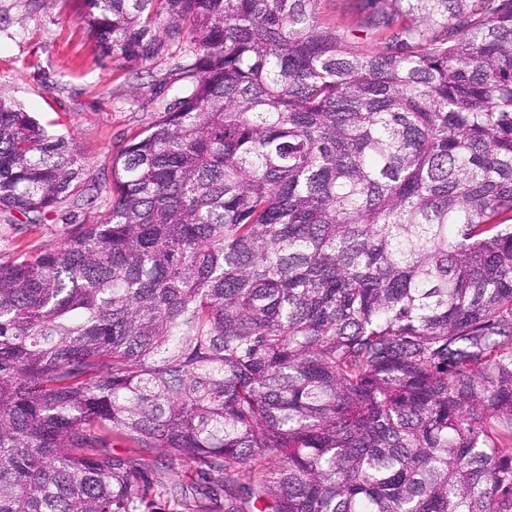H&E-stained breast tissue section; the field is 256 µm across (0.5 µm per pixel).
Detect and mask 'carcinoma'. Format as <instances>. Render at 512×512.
Here are the masks:
<instances>
[{"instance_id": "cac0c4a2", "label": "carcinoma", "mask_w": 512, "mask_h": 512, "mask_svg": "<svg viewBox=\"0 0 512 512\" xmlns=\"http://www.w3.org/2000/svg\"><path fill=\"white\" fill-rule=\"evenodd\" d=\"M321 2L81 0L188 62L107 211L0 262V512H512V0ZM88 176L0 90V213ZM360 0H323L321 18L325 23L334 25L358 18Z\"/></svg>"}]
</instances>
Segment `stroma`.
Listing matches in <instances>:
<instances>
[{
	"mask_svg": "<svg viewBox=\"0 0 512 512\" xmlns=\"http://www.w3.org/2000/svg\"><path fill=\"white\" fill-rule=\"evenodd\" d=\"M176 59L141 66L103 56L81 17L80 0H0V91L53 135L82 147L98 190L30 223L0 214V259L56 247L92 223L111 200V160L169 99Z\"/></svg>",
	"mask_w": 512,
	"mask_h": 512,
	"instance_id": "stroma-1",
	"label": "stroma"
}]
</instances>
